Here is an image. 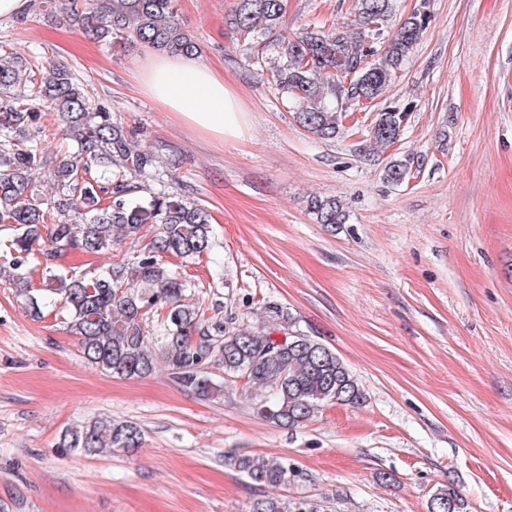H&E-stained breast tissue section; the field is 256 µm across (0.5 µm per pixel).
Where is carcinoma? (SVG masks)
<instances>
[{"instance_id":"1","label":"carcinoma","mask_w":512,"mask_h":512,"mask_svg":"<svg viewBox=\"0 0 512 512\" xmlns=\"http://www.w3.org/2000/svg\"><path fill=\"white\" fill-rule=\"evenodd\" d=\"M63 20L96 41L144 44L160 52L194 55L200 46L177 18L176 0H67ZM361 25L310 23L288 32L285 0H236L228 23L237 38L256 47L271 40L275 64L266 68L267 84L293 109L296 121L321 140H333L342 118L361 99L382 96L392 77L409 59L429 22L416 9L384 38L394 14V0H353ZM53 109L61 132L76 150L56 164L52 180L73 217L54 224L35 194L34 173L42 164L41 112ZM409 108L390 106L376 114L367 131L373 148L399 141ZM154 155L135 143L112 113L93 106L83 88L65 69L37 60L0 53V223L15 236L0 255V274L28 280L29 257L44 241L46 256L61 251L97 255L134 237L145 224L160 231L138 265L110 263L90 278L48 267L38 295L27 298L30 313L40 318L45 301L62 303L67 328L83 356L101 370L120 377H142L158 367L181 389L200 397L220 394L224 385L211 369L229 381L244 380L268 393L260 412L271 422L298 428L326 403L360 405L364 394L347 365L323 343L290 327L292 318L276 304L267 306L269 329L248 323L227 326L185 301L188 285L159 261L163 256L198 257L211 245L207 208L165 191L147 198L129 197L128 177L151 168ZM309 210L319 224L332 228L346 222L334 198L314 197ZM160 332L152 336L148 324ZM287 325L285 340L273 333ZM141 430L132 423L97 420L64 432L59 447L97 454L140 447ZM228 463L257 485L273 489L295 475L288 462L232 456ZM250 512H292L288 501L268 497ZM429 512H468V504L449 487L433 495Z\"/></svg>"}]
</instances>
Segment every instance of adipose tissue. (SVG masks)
Returning a JSON list of instances; mask_svg holds the SVG:
<instances>
[{"instance_id": "adipose-tissue-1", "label": "adipose tissue", "mask_w": 512, "mask_h": 512, "mask_svg": "<svg viewBox=\"0 0 512 512\" xmlns=\"http://www.w3.org/2000/svg\"><path fill=\"white\" fill-rule=\"evenodd\" d=\"M144 93L163 111L214 140H236L247 127L239 95L213 68L189 56L156 54L139 69Z\"/></svg>"}]
</instances>
